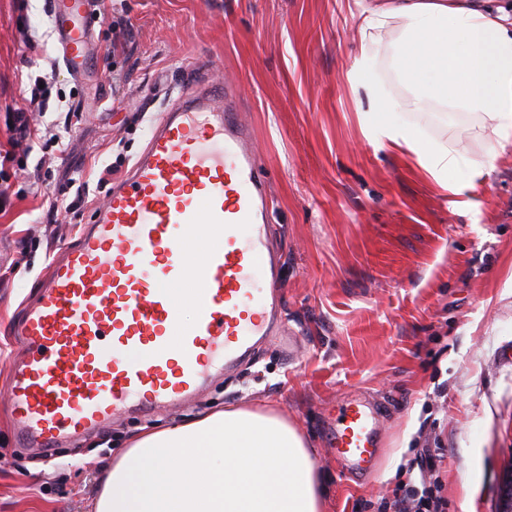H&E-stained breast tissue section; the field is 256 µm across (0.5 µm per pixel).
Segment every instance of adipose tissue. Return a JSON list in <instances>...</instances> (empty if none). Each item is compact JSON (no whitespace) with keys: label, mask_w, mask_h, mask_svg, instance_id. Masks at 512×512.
I'll return each instance as SVG.
<instances>
[{"label":"adipose tissue","mask_w":512,"mask_h":512,"mask_svg":"<svg viewBox=\"0 0 512 512\" xmlns=\"http://www.w3.org/2000/svg\"><path fill=\"white\" fill-rule=\"evenodd\" d=\"M361 53L348 74L369 109L392 108L363 73L377 60L381 33L395 32L389 67L414 112L437 107L463 115L466 126L443 141L404 127L365 120V135L412 156L440 186L467 164L459 143L484 142L487 160L512 143V14L488 0H355ZM326 488L307 441L268 405L229 407L161 428L116 449L97 489L94 512H325Z\"/></svg>","instance_id":"ef3b65f1"}]
</instances>
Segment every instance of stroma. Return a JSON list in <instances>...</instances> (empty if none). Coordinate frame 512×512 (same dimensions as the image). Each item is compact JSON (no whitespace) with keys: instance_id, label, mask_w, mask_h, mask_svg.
Returning <instances> with one entry per match:
<instances>
[{"instance_id":"stroma-1","label":"stroma","mask_w":512,"mask_h":512,"mask_svg":"<svg viewBox=\"0 0 512 512\" xmlns=\"http://www.w3.org/2000/svg\"><path fill=\"white\" fill-rule=\"evenodd\" d=\"M352 0H104L102 56L79 81L64 68L48 0H0V151L8 112L35 79L49 84L34 133L7 166L0 207V512H93L112 451L138 433L224 407L269 403L314 450L326 512H384L421 449H440L447 512H495L512 468V145L475 174L451 172L461 206L412 158L370 144L347 74L360 53ZM218 73L242 96L279 258L281 320L296 337L260 346L238 372H215L177 408L120 415L52 458L18 447L6 408L11 333L53 253L76 244L113 183L143 153L147 128L188 87ZM396 107L375 121L438 141L445 116L400 108L385 65L365 73ZM69 143L60 152L58 140ZM378 407L373 477L331 451L340 406Z\"/></svg>"}]
</instances>
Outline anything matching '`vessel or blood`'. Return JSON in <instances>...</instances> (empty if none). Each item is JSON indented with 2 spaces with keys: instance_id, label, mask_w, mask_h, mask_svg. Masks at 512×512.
I'll use <instances>...</instances> for the list:
<instances>
[{
  "instance_id": "b4317fda",
  "label": "vessel or blood",
  "mask_w": 512,
  "mask_h": 512,
  "mask_svg": "<svg viewBox=\"0 0 512 512\" xmlns=\"http://www.w3.org/2000/svg\"><path fill=\"white\" fill-rule=\"evenodd\" d=\"M61 60L89 74L97 0H49ZM240 105L222 82L184 93L151 125L128 177L50 271L20 332L26 355L9 399L20 447L46 453L128 411L180 406L216 365L234 370L278 332V264L267 190ZM202 252L200 264L189 257ZM269 289L259 292L257 275ZM194 315L180 322L182 301ZM374 411L339 410L334 453L367 475Z\"/></svg>"
}]
</instances>
